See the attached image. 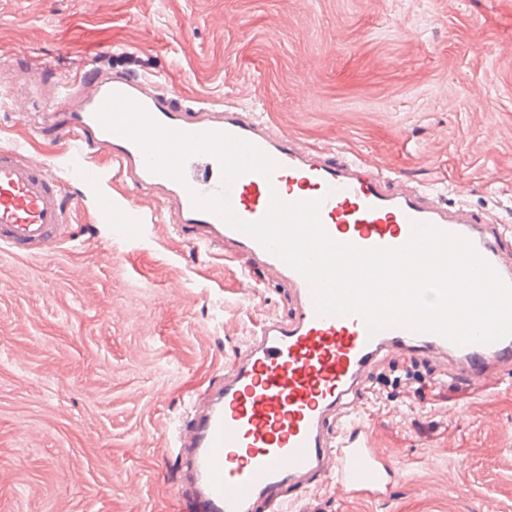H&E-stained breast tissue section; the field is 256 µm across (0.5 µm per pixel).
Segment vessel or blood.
Segmentation results:
<instances>
[{
  "instance_id": "vessel-or-blood-1",
  "label": "vessel or blood",
  "mask_w": 512,
  "mask_h": 512,
  "mask_svg": "<svg viewBox=\"0 0 512 512\" xmlns=\"http://www.w3.org/2000/svg\"><path fill=\"white\" fill-rule=\"evenodd\" d=\"M132 98L160 125L188 134L223 133L247 141L277 164L271 177L250 172L222 185L218 159L190 156L184 182L152 172L138 143L105 129L96 117L109 95ZM47 118L37 133L55 130L72 143L71 177L98 193L95 220L108 224L116 207L99 192L107 154L110 170L136 186L159 192L175 205L172 229L195 253L243 258L288 282L294 306L288 317L262 320L237 350L223 383L193 396L189 423L174 426L173 446L186 483V512H288L284 485L304 490L334 485L350 496L364 490L381 497L395 479L390 454L362 425L370 374L395 356L421 355L461 384L487 386L512 373V336L492 344H455L434 333L394 327L368 333L361 315L319 314L310 283L254 238L219 215L197 209L192 197L227 190L233 214L260 219L272 195L320 203V221L331 239L359 249L399 248L415 225L429 224L460 236L512 285V227H491L465 204L447 205L441 191L408 186L360 159L332 150H309L273 131L257 113L202 101L180 104L175 90L158 93L141 78L104 72L86 62L76 78L54 81ZM69 212L45 166L16 149H0V247L21 256L41 255L67 242Z\"/></svg>"
}]
</instances>
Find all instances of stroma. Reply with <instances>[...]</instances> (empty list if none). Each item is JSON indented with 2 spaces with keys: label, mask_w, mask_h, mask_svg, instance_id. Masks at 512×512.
<instances>
[{
  "label": "stroma",
  "mask_w": 512,
  "mask_h": 512,
  "mask_svg": "<svg viewBox=\"0 0 512 512\" xmlns=\"http://www.w3.org/2000/svg\"><path fill=\"white\" fill-rule=\"evenodd\" d=\"M83 60L251 109L448 201L464 188L512 225V0H0V147L47 162L74 236L47 257L0 252V512H180L170 425L291 291L244 300L242 262L196 255L171 202L122 177L104 192L158 223L132 239L94 223L68 144L33 131L44 81ZM415 363L423 397L378 389L364 416L398 467L390 494L318 485L299 512H512V377L487 390Z\"/></svg>",
  "instance_id": "obj_1"
}]
</instances>
